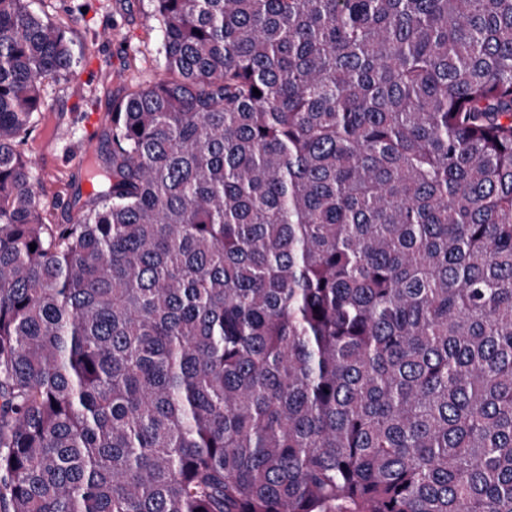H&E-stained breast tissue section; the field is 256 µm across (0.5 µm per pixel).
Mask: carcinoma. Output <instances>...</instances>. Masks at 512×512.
<instances>
[{"label": "carcinoma", "instance_id": "1", "mask_svg": "<svg viewBox=\"0 0 512 512\" xmlns=\"http://www.w3.org/2000/svg\"><path fill=\"white\" fill-rule=\"evenodd\" d=\"M152 4L54 224L0 0V512H512V0Z\"/></svg>", "mask_w": 512, "mask_h": 512}]
</instances>
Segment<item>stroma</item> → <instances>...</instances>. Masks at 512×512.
<instances>
[{
	"label": "stroma",
	"instance_id": "1",
	"mask_svg": "<svg viewBox=\"0 0 512 512\" xmlns=\"http://www.w3.org/2000/svg\"><path fill=\"white\" fill-rule=\"evenodd\" d=\"M32 6L66 18L82 52L74 73L45 81V119L20 147L50 219L71 224L88 199L84 136L93 133L104 149L113 99L126 94L130 77L148 83L162 66L159 23L150 0H33Z\"/></svg>",
	"mask_w": 512,
	"mask_h": 512
}]
</instances>
